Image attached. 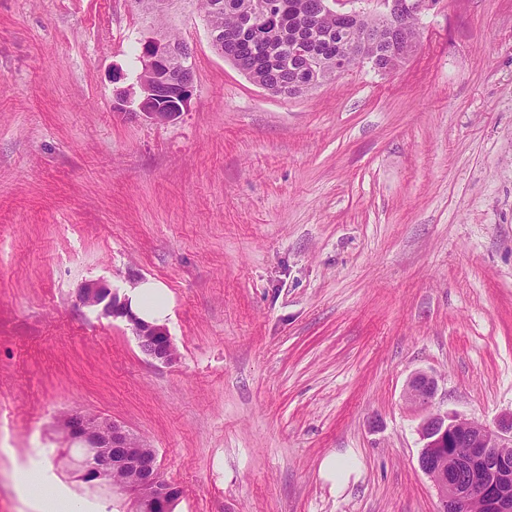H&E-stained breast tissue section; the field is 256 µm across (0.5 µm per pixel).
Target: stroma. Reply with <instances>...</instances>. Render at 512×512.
Returning a JSON list of instances; mask_svg holds the SVG:
<instances>
[{
  "instance_id": "obj_1",
  "label": "stroma",
  "mask_w": 512,
  "mask_h": 512,
  "mask_svg": "<svg viewBox=\"0 0 512 512\" xmlns=\"http://www.w3.org/2000/svg\"><path fill=\"white\" fill-rule=\"evenodd\" d=\"M152 32L192 49L164 125L112 108ZM149 278L170 365L78 302ZM420 373L434 409L512 415V0H435L396 70L288 99L214 52L198 0H0V512H32L39 465L131 512L78 479L77 409L156 449L174 512H439ZM408 398L424 408H430L435 394L434 381L426 374H417L409 383Z\"/></svg>"
}]
</instances>
